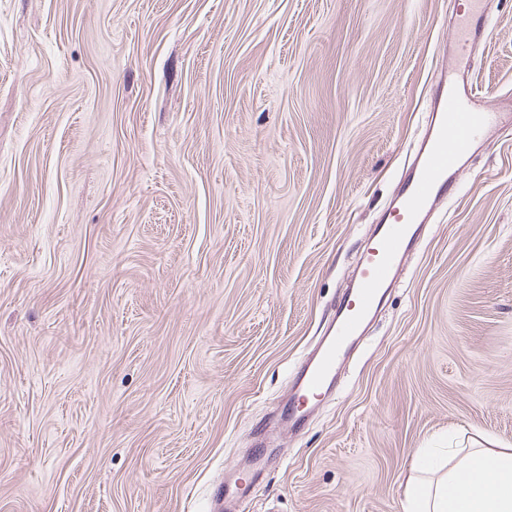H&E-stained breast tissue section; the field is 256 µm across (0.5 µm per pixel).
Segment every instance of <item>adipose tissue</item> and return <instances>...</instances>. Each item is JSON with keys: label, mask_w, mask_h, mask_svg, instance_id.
<instances>
[{"label": "adipose tissue", "mask_w": 512, "mask_h": 512, "mask_svg": "<svg viewBox=\"0 0 512 512\" xmlns=\"http://www.w3.org/2000/svg\"><path fill=\"white\" fill-rule=\"evenodd\" d=\"M401 512H512V448H421Z\"/></svg>", "instance_id": "1"}]
</instances>
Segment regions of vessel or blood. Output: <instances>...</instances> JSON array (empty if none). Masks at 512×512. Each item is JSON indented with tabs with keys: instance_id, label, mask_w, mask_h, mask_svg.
Returning <instances> with one entry per match:
<instances>
[{
	"instance_id": "1",
	"label": "vessel or blood",
	"mask_w": 512,
	"mask_h": 512,
	"mask_svg": "<svg viewBox=\"0 0 512 512\" xmlns=\"http://www.w3.org/2000/svg\"><path fill=\"white\" fill-rule=\"evenodd\" d=\"M486 5L487 0H457L455 11L465 32L456 38L453 62L440 70L427 134L397 197L375 227L353 287L343 295L314 357L292 377L290 427L302 425L310 398L330 391L339 363L379 308L430 213L451 189L461 159L489 130L512 123V111L489 100L468 76L472 49L489 33Z\"/></svg>"
}]
</instances>
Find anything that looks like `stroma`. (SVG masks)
<instances>
[{"mask_svg": "<svg viewBox=\"0 0 512 512\" xmlns=\"http://www.w3.org/2000/svg\"><path fill=\"white\" fill-rule=\"evenodd\" d=\"M472 61L512 95V0ZM454 0H0V512H399L512 448V132L299 433L292 367L396 195ZM273 427L259 483L255 438ZM225 484V483H224Z\"/></svg>", "mask_w": 512, "mask_h": 512, "instance_id": "35a3bbf8", "label": "stroma"}]
</instances>
